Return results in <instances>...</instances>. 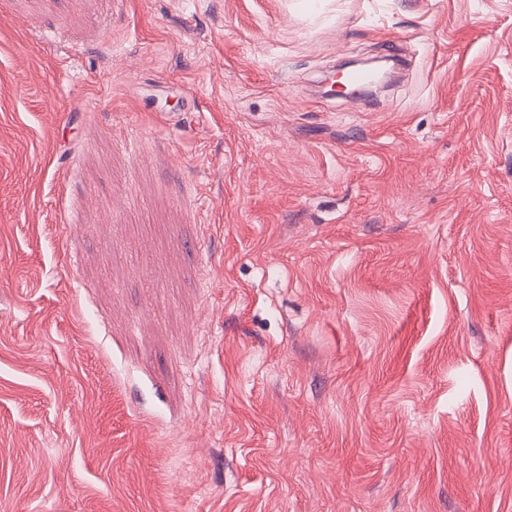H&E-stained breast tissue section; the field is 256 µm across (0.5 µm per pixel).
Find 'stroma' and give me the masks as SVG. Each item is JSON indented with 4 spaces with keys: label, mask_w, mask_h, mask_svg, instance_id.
Segmentation results:
<instances>
[{
    "label": "stroma",
    "mask_w": 512,
    "mask_h": 512,
    "mask_svg": "<svg viewBox=\"0 0 512 512\" xmlns=\"http://www.w3.org/2000/svg\"><path fill=\"white\" fill-rule=\"evenodd\" d=\"M0 512H512V0H0Z\"/></svg>",
    "instance_id": "stroma-1"
}]
</instances>
